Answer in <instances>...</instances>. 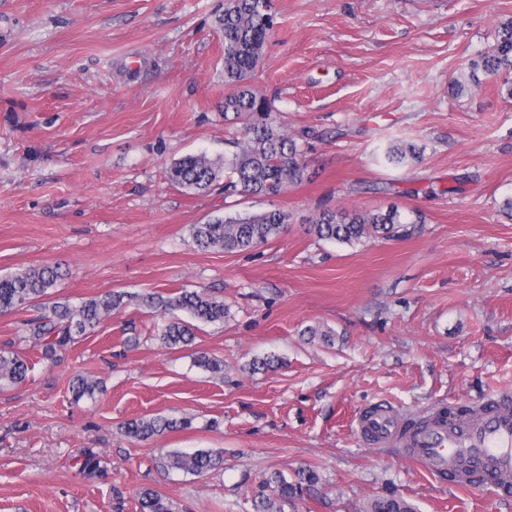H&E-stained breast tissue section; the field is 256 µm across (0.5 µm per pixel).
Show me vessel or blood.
Wrapping results in <instances>:
<instances>
[{
	"mask_svg": "<svg viewBox=\"0 0 512 512\" xmlns=\"http://www.w3.org/2000/svg\"><path fill=\"white\" fill-rule=\"evenodd\" d=\"M355 430L368 444L401 448L405 458L447 477L449 485L489 487L512 496L511 394L471 406L461 415L439 405L412 425L393 406L374 403L356 418Z\"/></svg>",
	"mask_w": 512,
	"mask_h": 512,
	"instance_id": "1",
	"label": "vessel or blood"
}]
</instances>
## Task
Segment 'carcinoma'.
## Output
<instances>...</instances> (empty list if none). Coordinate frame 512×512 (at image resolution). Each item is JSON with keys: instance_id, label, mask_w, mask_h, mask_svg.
<instances>
[{"instance_id": "carcinoma-1", "label": "carcinoma", "mask_w": 512, "mask_h": 512, "mask_svg": "<svg viewBox=\"0 0 512 512\" xmlns=\"http://www.w3.org/2000/svg\"><path fill=\"white\" fill-rule=\"evenodd\" d=\"M215 26L224 40V120L240 124V137L234 142L236 151L224 158H211L204 153L189 154L173 161L169 180L194 194L219 187L224 197L234 195L272 198L288 187L308 180L303 139L290 137L273 115V107L250 85L252 74L260 63L262 50L274 26L270 0H224V11L216 16ZM512 25L504 27L499 40L480 61L472 63L468 80L477 85L483 81L498 86L500 93L512 98ZM387 163L400 165L416 156L413 145L393 144L383 152ZM289 218L285 211L274 208L243 215L215 217L192 227L193 239L203 251L212 249L227 253L247 251L278 235ZM406 214L391 207L373 212L326 210L320 212L310 232L320 240L353 244L363 239L395 237ZM63 273L57 266L41 264L0 274V314L17 308L34 306L50 297ZM162 311L169 315L159 331L166 346L182 348L192 345L198 324L222 323L228 316L224 301L202 291L182 289L169 296L156 292L129 295L111 291L85 299L77 304L54 301L48 311L26 323L29 338L41 350V360L49 365L81 338L97 328L128 304ZM29 363L18 353L0 351V386L21 384L27 380ZM97 383L84 377L72 385L76 399H92ZM191 421L156 415L128 422L125 433L134 440H147L159 433L187 429ZM166 469L201 475L224 468V454L201 449L192 454L172 451L161 460ZM319 480L313 470L298 474L295 482L279 475L271 476L257 492L260 512H281L280 504L294 498L304 487ZM140 512H173V503L152 489L139 495ZM366 512H414L401 497L390 493L372 500Z\"/></svg>"}]
</instances>
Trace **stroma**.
Instances as JSON below:
<instances>
[{
    "label": "stroma",
    "instance_id": "obj_1",
    "mask_svg": "<svg viewBox=\"0 0 512 512\" xmlns=\"http://www.w3.org/2000/svg\"><path fill=\"white\" fill-rule=\"evenodd\" d=\"M274 29L252 76L310 180L275 198L193 194L170 163L229 152L221 106L224 0H0V273L50 263L54 300L112 290L204 289L230 317L168 349L162 318L134 305L50 367L26 339L28 306L0 315V350L26 383L0 388V512H139L146 488L176 512H255L271 474L321 477L282 512H362L397 492L417 512H512V498L449 486L399 449L368 447L353 421L385 402L405 420L435 405L512 393V99L451 84L494 47L512 0H271ZM412 143L416 159L385 164ZM398 206L424 221L348 246L309 232L323 210ZM280 208L258 248L198 250L192 225ZM320 325L333 343L305 336ZM137 347L125 344L128 335ZM222 360L214 374L197 352ZM274 355L279 368L251 371ZM99 381L75 399L76 375ZM189 417L145 441L123 425ZM224 453L203 476L171 451ZM100 468L87 474L85 456Z\"/></svg>",
    "mask_w": 512,
    "mask_h": 512
}]
</instances>
